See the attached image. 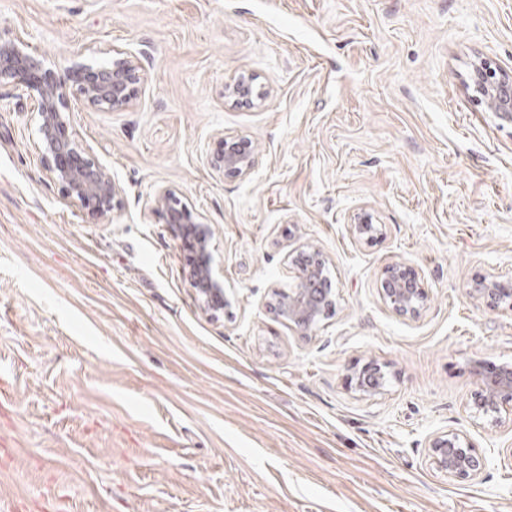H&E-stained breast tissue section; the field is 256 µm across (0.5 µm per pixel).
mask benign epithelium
<instances>
[{
  "instance_id": "obj_1",
  "label": "benign epithelium",
  "mask_w": 512,
  "mask_h": 512,
  "mask_svg": "<svg viewBox=\"0 0 512 512\" xmlns=\"http://www.w3.org/2000/svg\"><path fill=\"white\" fill-rule=\"evenodd\" d=\"M139 62L129 52H118L104 64L74 62L61 73L43 68L42 61L26 51L23 40L0 43V84L13 83L25 88L37 102L39 117L38 150L50 178L66 199L92 217L103 218L119 207L120 198L112 177L79 144L69 115L62 111L68 91H74L92 109L124 110L139 94ZM470 88L482 97L489 110L512 113V75L497 71L489 63L473 64ZM253 76H240L225 85V95L252 102ZM251 145L238 138H220L210 165L232 177H245L254 168ZM157 209L173 226L188 251V262L200 304L218 312L231 304L224 290V277L214 270L209 245L211 226L199 220L191 206L172 188H162L156 196ZM359 239L372 241L382 229L364 217L352 225ZM297 271L286 289H274L268 304L289 326L306 335L334 309L335 291L322 275V265L303 257L295 260ZM469 293L496 308L502 304L512 310V285L495 277H483ZM382 294L392 307L409 316H418L426 308L429 294L418 272L402 264H391L384 271ZM481 382L473 407L484 415H496L512 407V372L492 365L477 366ZM384 373L371 362L354 370L350 381L363 393L381 389ZM432 464L462 480L476 478L483 469L479 453L454 429L435 436L429 446Z\"/></svg>"
}]
</instances>
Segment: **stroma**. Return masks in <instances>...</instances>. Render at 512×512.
<instances>
[{
    "instance_id": "1",
    "label": "stroma",
    "mask_w": 512,
    "mask_h": 512,
    "mask_svg": "<svg viewBox=\"0 0 512 512\" xmlns=\"http://www.w3.org/2000/svg\"><path fill=\"white\" fill-rule=\"evenodd\" d=\"M0 37L58 72L131 52L142 87L123 111L66 96L120 190L93 219L0 86V512H512V416L470 408L512 311L469 293L512 281V118L468 87L475 61L512 72V0H0ZM242 74L261 103L225 96ZM228 135L248 177L208 162ZM163 187L211 225L230 308L200 305ZM308 249L337 299L304 336L266 300ZM394 263L420 316L381 295ZM368 361L373 395L347 381ZM449 429L479 477L431 465ZM382 294L392 307L409 316H418L426 308L429 294L418 272L402 264H391L384 271Z\"/></svg>"
}]
</instances>
